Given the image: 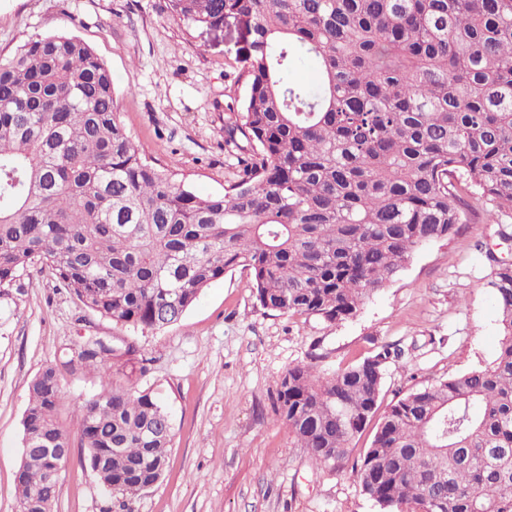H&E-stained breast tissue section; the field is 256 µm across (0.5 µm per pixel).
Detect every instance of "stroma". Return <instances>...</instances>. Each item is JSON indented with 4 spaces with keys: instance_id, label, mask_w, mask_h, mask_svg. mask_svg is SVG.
<instances>
[{
    "instance_id": "35a3bbf8",
    "label": "stroma",
    "mask_w": 512,
    "mask_h": 512,
    "mask_svg": "<svg viewBox=\"0 0 512 512\" xmlns=\"http://www.w3.org/2000/svg\"><path fill=\"white\" fill-rule=\"evenodd\" d=\"M54 33L82 39L102 60L120 119L149 157L201 195L236 181L237 155L224 144V119L245 93L236 21L206 33L173 17L164 0H0V57ZM503 226L512 230V219L496 224L479 211L455 235L417 250L355 316L337 322L263 309L248 271L236 268L176 324L133 333L30 269L0 295V512H17L29 384L89 334L136 335L145 373L116 360L111 375L152 390L172 416L165 473L134 512H379L351 468L313 467L297 448L274 411L278 380L314 353L328 375L388 345L402 351L385 370L389 403L492 361L501 340L493 261H512ZM100 381L95 372L63 380L71 454L54 512L103 510L73 414Z\"/></svg>"
}]
</instances>
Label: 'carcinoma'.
<instances>
[{"label":"carcinoma","instance_id":"cac0c4a2","mask_svg":"<svg viewBox=\"0 0 512 512\" xmlns=\"http://www.w3.org/2000/svg\"><path fill=\"white\" fill-rule=\"evenodd\" d=\"M167 3L197 29L241 25L246 92L224 144L242 174L222 194L186 188L133 141L88 44L31 41L0 59V294L38 267L89 311L155 330L241 267L262 308L333 322L457 233L462 207L512 217V0ZM303 57L318 62L311 88L288 78ZM489 285L497 356L383 411L388 346L330 375L317 355L288 369L276 414L312 465L345 468L371 425L353 471L380 512H512V263ZM137 352L89 336L31 380L18 506L53 512L43 449L70 447L62 376L89 368L101 388L75 410L84 462L123 512L161 480L170 415L110 377Z\"/></svg>","mask_w":512,"mask_h":512}]
</instances>
